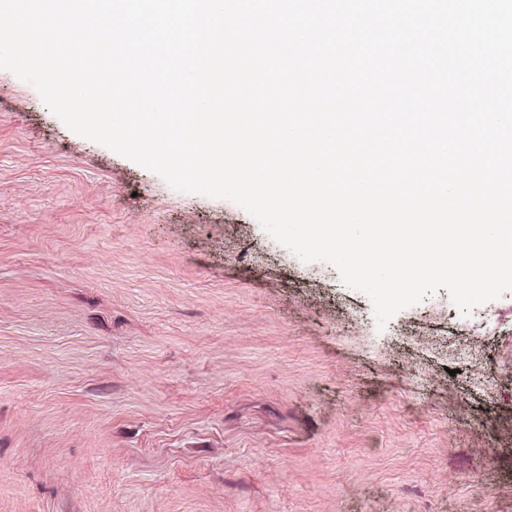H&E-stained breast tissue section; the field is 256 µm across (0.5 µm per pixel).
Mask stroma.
I'll use <instances>...</instances> for the list:
<instances>
[{"instance_id": "stroma-1", "label": "stroma", "mask_w": 512, "mask_h": 512, "mask_svg": "<svg viewBox=\"0 0 512 512\" xmlns=\"http://www.w3.org/2000/svg\"><path fill=\"white\" fill-rule=\"evenodd\" d=\"M0 512H512V293L378 330L0 69Z\"/></svg>"}]
</instances>
